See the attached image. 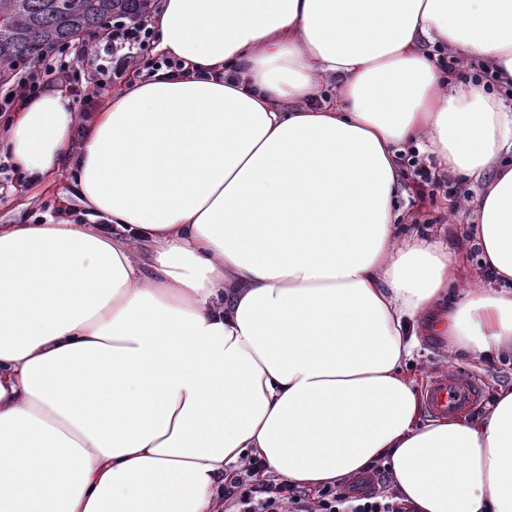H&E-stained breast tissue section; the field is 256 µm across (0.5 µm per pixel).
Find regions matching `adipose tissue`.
<instances>
[{"mask_svg":"<svg viewBox=\"0 0 512 512\" xmlns=\"http://www.w3.org/2000/svg\"><path fill=\"white\" fill-rule=\"evenodd\" d=\"M157 50L73 145L60 91L7 132L76 151L93 224H0V512H214L244 454L308 489L388 458L414 512H512V389L424 419L423 336L512 354V0H164ZM444 44L495 72L449 83ZM238 72L235 81L228 72ZM423 141L476 188L499 290L400 224Z\"/></svg>","mask_w":512,"mask_h":512,"instance_id":"1","label":"adipose tissue"}]
</instances>
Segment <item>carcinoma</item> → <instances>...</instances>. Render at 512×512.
Here are the masks:
<instances>
[{"instance_id":"carcinoma-1","label":"carcinoma","mask_w":512,"mask_h":512,"mask_svg":"<svg viewBox=\"0 0 512 512\" xmlns=\"http://www.w3.org/2000/svg\"><path fill=\"white\" fill-rule=\"evenodd\" d=\"M152 0H0V82L41 55L43 45L91 33L114 16L137 18Z\"/></svg>"}]
</instances>
